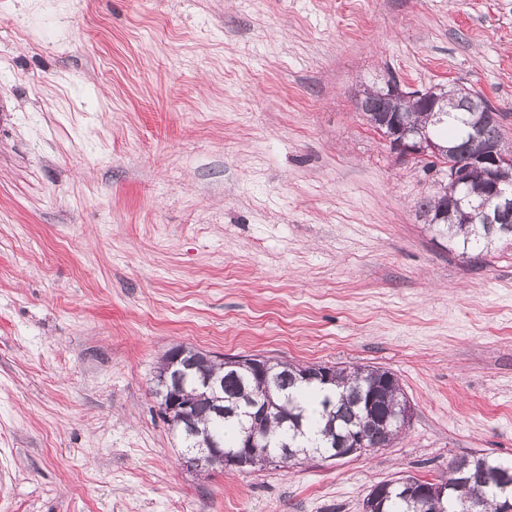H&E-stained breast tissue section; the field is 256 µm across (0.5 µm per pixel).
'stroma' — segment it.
I'll return each instance as SVG.
<instances>
[{
    "label": "stroma",
    "instance_id": "1",
    "mask_svg": "<svg viewBox=\"0 0 512 512\" xmlns=\"http://www.w3.org/2000/svg\"><path fill=\"white\" fill-rule=\"evenodd\" d=\"M459 84L512 146V0H0V512H360L512 460V240L461 255L356 112ZM183 344L394 372L398 440L293 469L181 462Z\"/></svg>",
    "mask_w": 512,
    "mask_h": 512
}]
</instances>
